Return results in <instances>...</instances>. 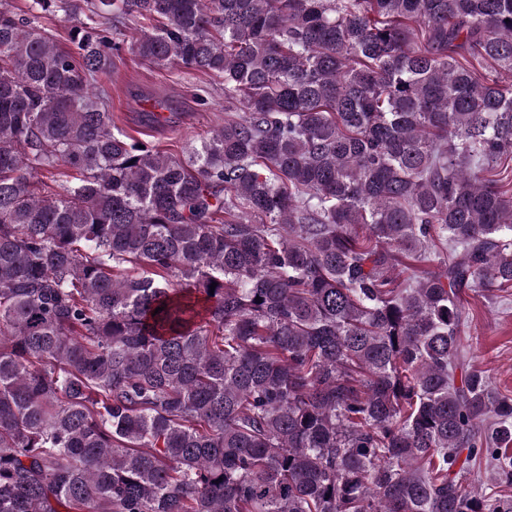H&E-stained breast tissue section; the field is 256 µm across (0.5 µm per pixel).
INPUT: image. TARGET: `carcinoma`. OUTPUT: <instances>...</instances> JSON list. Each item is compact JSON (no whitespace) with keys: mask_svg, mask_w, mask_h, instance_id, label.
I'll use <instances>...</instances> for the list:
<instances>
[{"mask_svg":"<svg viewBox=\"0 0 512 512\" xmlns=\"http://www.w3.org/2000/svg\"><path fill=\"white\" fill-rule=\"evenodd\" d=\"M131 18L246 108L186 160L112 125ZM507 171L512 0L1 3L0 512H512ZM489 301L481 292H469L473 313L470 365L489 370L495 387L512 396V296Z\"/></svg>","mask_w":512,"mask_h":512,"instance_id":"obj_1","label":"carcinoma"}]
</instances>
